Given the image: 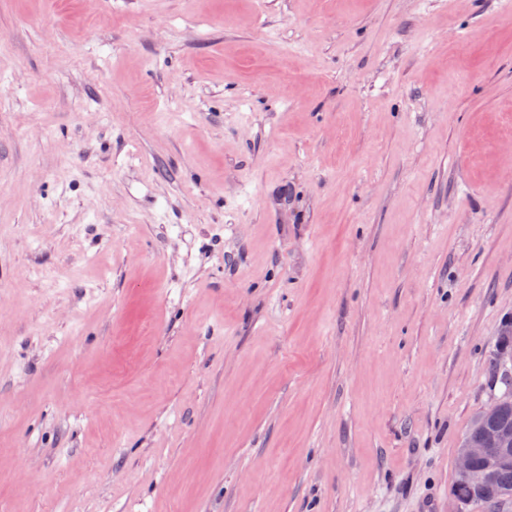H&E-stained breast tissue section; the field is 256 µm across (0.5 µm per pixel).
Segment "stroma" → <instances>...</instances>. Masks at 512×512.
Wrapping results in <instances>:
<instances>
[{
    "mask_svg": "<svg viewBox=\"0 0 512 512\" xmlns=\"http://www.w3.org/2000/svg\"><path fill=\"white\" fill-rule=\"evenodd\" d=\"M506 318L503 0H0V512H512ZM508 404H512V390L510 389L504 390L491 405L476 415L463 437L462 444L466 440L469 442L478 440L487 447L484 448L483 446L469 443L460 448L456 458L455 466L459 476L475 489L481 488L488 481L492 469L506 464L510 459L512 448L511 435L507 433L500 435L498 437V448H495L487 438L489 431L494 428L512 431V406H506ZM482 415L489 421L498 416L493 422L487 423L482 418ZM478 459L484 461L483 466L475 465V461ZM459 476L457 475L453 485L452 494L463 505H499L511 502L512 500V466L495 471L489 481L479 491H473L460 480Z\"/></svg>",
    "mask_w": 512,
    "mask_h": 512,
    "instance_id": "35a3bbf8",
    "label": "stroma"
}]
</instances>
